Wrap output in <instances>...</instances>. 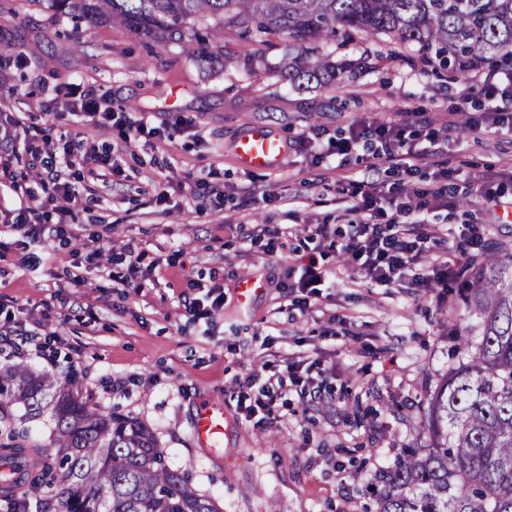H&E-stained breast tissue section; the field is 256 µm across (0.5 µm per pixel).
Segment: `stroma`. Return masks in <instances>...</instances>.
<instances>
[{
    "mask_svg": "<svg viewBox=\"0 0 512 512\" xmlns=\"http://www.w3.org/2000/svg\"><path fill=\"white\" fill-rule=\"evenodd\" d=\"M389 40L360 34L344 48L319 43L331 61L361 60L340 83L292 88L279 76L293 56L287 35L221 39L219 59L204 68L196 45L150 42L119 25L94 29L49 8L46 0H12L0 14V150L14 158L16 183L33 182L32 153L42 130L54 139L88 140L113 149L122 173L114 181L87 182L80 168L63 169L79 197L71 205L68 239L21 247L0 231V300L13 306L33 340L22 353L0 350V366L23 363L44 371L36 343L56 348L70 362L82 389L102 411L143 422L164 448L169 466L189 477L196 493L219 512H362L368 486L404 448L430 444L424 431L429 400L449 367L463 356L461 338L474 319L464 302L471 275L492 260L512 262V187L500 205L476 196L484 176L512 168V133L471 128L486 111L484 75L438 77L391 59ZM258 57L254 70L242 61ZM95 86L106 107L145 119L152 135L121 146L111 130L92 122L52 123L43 105L65 112L70 84ZM443 127L452 138L433 161L456 172L454 207L430 211L444 234L431 258L445 259L448 239L465 224L486 227L485 249L458 255L462 269L448 287L365 286L342 257L327 255L335 287L323 289L304 316L289 319L283 284L299 278L296 257L312 253L308 224H331L344 236L336 204L344 172L289 152L281 170H243L232 144L244 126L259 124L287 137L318 128L346 132L361 118L376 123L402 113ZM186 133L162 141L157 133L176 122ZM169 200L153 201L158 186ZM268 201L254 199V190ZM94 194L97 204L86 203ZM282 229L270 251L264 225ZM110 231L112 251L96 255L93 236ZM159 259L135 286L114 284L124 273L125 248ZM258 276L263 291L240 306L235 288ZM224 288V309L211 324L194 322L186 301ZM336 333L323 335L328 316ZM283 361L317 362L318 393L292 389L279 400L276 421L262 429L239 415L230 392L267 354ZM124 381L126 392L106 383ZM224 400L229 425L224 452L195 447L190 431L199 401Z\"/></svg>",
    "mask_w": 512,
    "mask_h": 512,
    "instance_id": "1",
    "label": "stroma"
}]
</instances>
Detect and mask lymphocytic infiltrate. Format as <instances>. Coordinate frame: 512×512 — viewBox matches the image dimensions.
<instances>
[{
	"mask_svg": "<svg viewBox=\"0 0 512 512\" xmlns=\"http://www.w3.org/2000/svg\"><path fill=\"white\" fill-rule=\"evenodd\" d=\"M504 83L512 84V70L487 76L481 92L489 106L480 122L488 127L505 126L512 130V99L501 92ZM67 94L74 114L90 118L98 127L112 129L124 143H131L145 128L144 121L131 119L127 113L102 109L93 87L77 83ZM447 138V129L401 119L380 124L361 120L344 134L328 139L322 131L312 129L289 141L290 149L306 150L315 162L330 158L341 167L358 159L360 148L367 143H376V150L368 158L369 168L375 171L380 164H387L392 182L352 177L339 189L348 212L355 215L348 223L345 263L355 268L365 282L390 286L408 281L417 288L430 287V278L420 274L419 269L426 257V244L437 238L438 227L429 223L427 214L435 208L453 206L455 176L452 171L438 169L427 183L414 184L413 178ZM33 166L38 176L52 180L55 192L46 198L33 188L12 184L16 198L14 217L8 226L21 246L40 239L44 227L35 223L34 217L51 205L57 207L60 216L55 232L57 236H66L67 205L78 194L70 182L60 179L61 167L80 166L95 177L116 176L121 172L112 153L99 151L82 141L61 148L53 140H46ZM301 265L300 278L287 285L299 308L306 307L310 298L319 296L329 281L328 270L316 257L303 258ZM314 368V363L298 360L281 370L266 363L250 372L237 384L238 405L245 419L258 425L270 423L276 399L288 386L313 385Z\"/></svg>",
	"mask_w": 512,
	"mask_h": 512,
	"instance_id": "lymphocytic-infiltrate-1",
	"label": "lymphocytic infiltrate"
}]
</instances>
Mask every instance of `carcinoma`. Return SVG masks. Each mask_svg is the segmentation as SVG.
<instances>
[{
  "mask_svg": "<svg viewBox=\"0 0 512 512\" xmlns=\"http://www.w3.org/2000/svg\"><path fill=\"white\" fill-rule=\"evenodd\" d=\"M48 2L89 27L112 22L157 42L193 40L207 68L219 35L284 33L297 56L281 77L296 89L350 72L314 57L313 44L346 45L361 33L388 34L454 75L512 69V0ZM467 306L477 323L464 336L465 358L430 399V446L404 449L364 512H512V265L482 266ZM43 420L49 433L37 436L33 424ZM27 448L40 449L43 463L27 473L24 492L52 494L55 512H219L169 467L148 427L93 407L75 376L1 366L0 475Z\"/></svg>",
  "mask_w": 512,
  "mask_h": 512,
  "instance_id": "carcinoma-1",
  "label": "carcinoma"
}]
</instances>
